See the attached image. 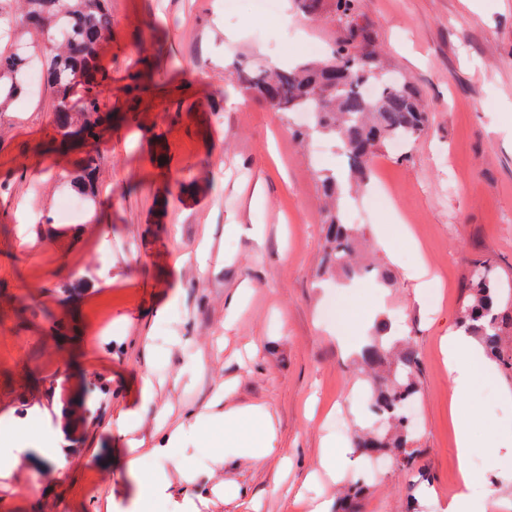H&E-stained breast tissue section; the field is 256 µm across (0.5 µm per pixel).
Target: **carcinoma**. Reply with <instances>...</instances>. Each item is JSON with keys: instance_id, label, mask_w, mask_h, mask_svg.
<instances>
[{"instance_id": "obj_1", "label": "carcinoma", "mask_w": 512, "mask_h": 512, "mask_svg": "<svg viewBox=\"0 0 512 512\" xmlns=\"http://www.w3.org/2000/svg\"><path fill=\"white\" fill-rule=\"evenodd\" d=\"M24 2L29 5L27 19L42 28L46 43L56 47L49 57V75L56 88V144L62 146L80 136L96 138L104 120H120L118 114L107 117L100 109L109 81L98 59L99 43L111 26L105 0ZM328 13L342 28L330 58L317 65L256 71L250 75L249 87L265 101L277 103L280 112L312 111L311 131L299 136L336 134L346 159L347 179L367 184L378 150L388 141L417 138L425 130L427 112L414 86L379 73L372 34L360 21L359 0H329ZM28 64L22 54L0 55V109L20 96ZM368 85L375 86L374 94H365ZM330 224L328 267L357 273L351 261L359 229L343 223L338 212ZM473 266L479 273L470 278L459 326L478 337L501 371L512 378V346L503 343V336L512 331V289L502 287L487 261L476 259ZM362 359L364 370L373 376L369 410L388 422L393 433L373 432L359 446L368 456L389 454L398 466L413 470L419 449L413 447L414 428L405 421V411L419 395L417 356L409 347L389 356L383 343L376 341L363 349Z\"/></svg>"}]
</instances>
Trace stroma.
Here are the masks:
<instances>
[{
    "mask_svg": "<svg viewBox=\"0 0 512 512\" xmlns=\"http://www.w3.org/2000/svg\"><path fill=\"white\" fill-rule=\"evenodd\" d=\"M282 6L325 59L335 23L297 0ZM108 9L100 107L127 119L92 151L94 217L59 209L90 151L44 152L51 82L0 112V512H307L277 491L302 483L335 503L340 484L319 474L325 440L351 443L376 425L357 357L335 336L359 341L380 321L418 358L420 456L415 470L383 469L355 512H441L459 476L456 414L477 419L469 469L491 490L481 505L512 512V480L481 452L492 439L512 446V378L493 372L453 398L439 347L473 260L512 285V0H360L384 71L413 83L430 115L418 138L374 160L394 206L369 207L362 190L343 208L385 280L327 272L322 177L344 160L329 136L298 139L299 114L271 111L240 80L308 61L283 50L278 24H259L248 0L232 13L224 0ZM144 52L153 81L128 94ZM228 90L238 104L225 106ZM176 181L186 191L165 193ZM393 214L409 235L391 255L378 228ZM421 263L438 301L414 297ZM243 286L250 296L231 308ZM226 386L227 407L272 415L277 450L262 461L225 447L211 420ZM61 405L72 412L64 429ZM179 426L178 447L154 454ZM59 446L62 475L46 467Z\"/></svg>",
    "mask_w": 512,
    "mask_h": 512,
    "instance_id": "stroma-1",
    "label": "stroma"
}]
</instances>
